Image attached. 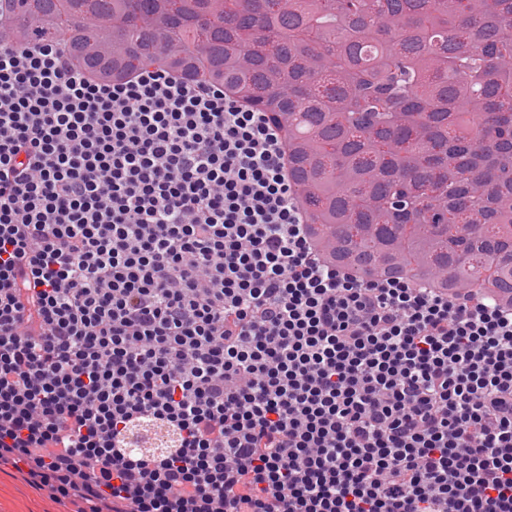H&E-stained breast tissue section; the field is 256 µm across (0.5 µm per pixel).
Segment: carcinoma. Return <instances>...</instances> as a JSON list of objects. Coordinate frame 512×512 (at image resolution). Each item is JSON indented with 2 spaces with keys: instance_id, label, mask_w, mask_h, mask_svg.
Here are the masks:
<instances>
[{
  "instance_id": "1",
  "label": "carcinoma",
  "mask_w": 512,
  "mask_h": 512,
  "mask_svg": "<svg viewBox=\"0 0 512 512\" xmlns=\"http://www.w3.org/2000/svg\"><path fill=\"white\" fill-rule=\"evenodd\" d=\"M27 2L14 42H63L94 79L157 66L288 116L325 260L512 305V0Z\"/></svg>"
}]
</instances>
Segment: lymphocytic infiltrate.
<instances>
[{"instance_id": "1", "label": "lymphocytic infiltrate", "mask_w": 512, "mask_h": 512, "mask_svg": "<svg viewBox=\"0 0 512 512\" xmlns=\"http://www.w3.org/2000/svg\"><path fill=\"white\" fill-rule=\"evenodd\" d=\"M2 464L74 512H512V307L324 261L223 86L0 43Z\"/></svg>"}]
</instances>
